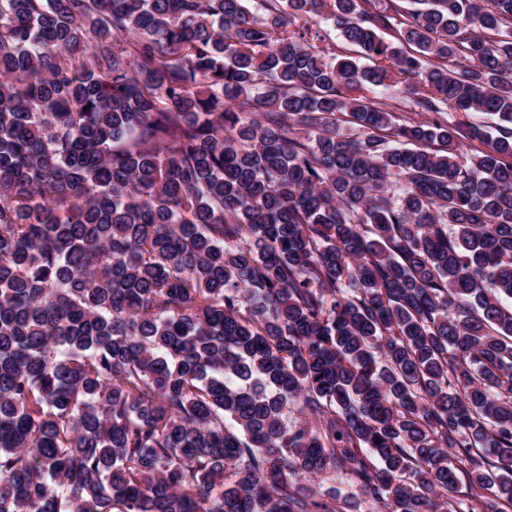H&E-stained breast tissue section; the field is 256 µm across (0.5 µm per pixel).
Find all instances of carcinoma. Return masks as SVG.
<instances>
[{"mask_svg": "<svg viewBox=\"0 0 512 512\" xmlns=\"http://www.w3.org/2000/svg\"><path fill=\"white\" fill-rule=\"evenodd\" d=\"M248 2L0 0V512H512V0Z\"/></svg>", "mask_w": 512, "mask_h": 512, "instance_id": "cac0c4a2", "label": "carcinoma"}]
</instances>
